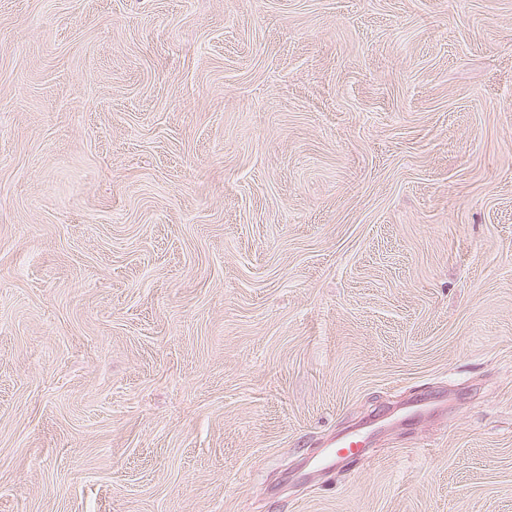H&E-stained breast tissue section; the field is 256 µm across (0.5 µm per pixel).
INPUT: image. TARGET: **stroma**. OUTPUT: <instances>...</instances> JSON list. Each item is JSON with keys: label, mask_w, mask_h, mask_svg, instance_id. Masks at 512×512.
I'll use <instances>...</instances> for the list:
<instances>
[{"label": "stroma", "mask_w": 512, "mask_h": 512, "mask_svg": "<svg viewBox=\"0 0 512 512\" xmlns=\"http://www.w3.org/2000/svg\"><path fill=\"white\" fill-rule=\"evenodd\" d=\"M0 512H512V0H0ZM366 422L361 421L352 430L346 432L341 437L336 439L333 448V454L336 456L340 454L346 455H361L365 456L366 451V438L364 437L363 429Z\"/></svg>", "instance_id": "stroma-1"}]
</instances>
